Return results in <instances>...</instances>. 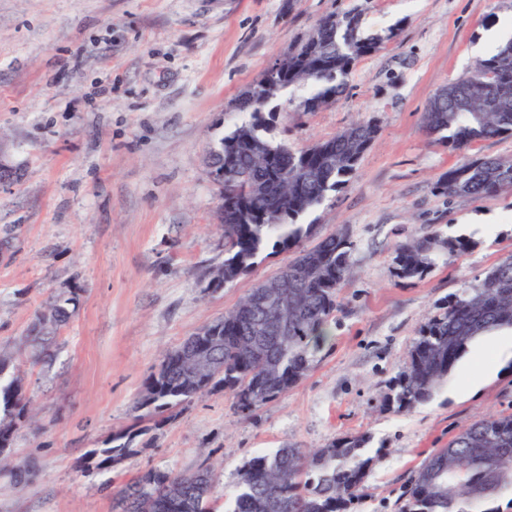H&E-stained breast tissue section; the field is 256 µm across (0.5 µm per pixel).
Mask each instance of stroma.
I'll return each mask as SVG.
<instances>
[{"instance_id": "35a3bbf8", "label": "stroma", "mask_w": 512, "mask_h": 512, "mask_svg": "<svg viewBox=\"0 0 512 512\" xmlns=\"http://www.w3.org/2000/svg\"><path fill=\"white\" fill-rule=\"evenodd\" d=\"M347 12L380 48L330 104L307 111L311 87L293 86L269 116L270 137L295 151L359 120L377 129L348 180L299 218L314 237L343 228L354 244L330 336L306 377L253 413L218 391L161 421L137 401L162 354L291 257L266 249L207 290L224 261L207 158L248 119L234 100L321 19ZM502 27L512 0H0V162L14 170L0 188V346L23 364L34 410L9 456L38 465L29 482L0 470V512H113L114 493L152 468L214 466L229 498L257 453L359 434L373 462L354 512H400L434 450L474 419L512 414V354L473 395L457 392L479 364L470 353L431 401L405 412L386 402L419 329L512 256V189H437L464 159H512V135L461 154L421 129L435 93L494 54L485 34ZM434 235L473 245L424 277H398L397 246ZM68 289L79 305L50 360L27 363L20 344L36 311ZM129 428L135 452L97 467L91 451Z\"/></svg>"}]
</instances>
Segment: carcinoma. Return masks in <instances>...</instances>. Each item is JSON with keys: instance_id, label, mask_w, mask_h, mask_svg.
Returning <instances> with one entry per match:
<instances>
[{"instance_id": "1", "label": "carcinoma", "mask_w": 512, "mask_h": 512, "mask_svg": "<svg viewBox=\"0 0 512 512\" xmlns=\"http://www.w3.org/2000/svg\"><path fill=\"white\" fill-rule=\"evenodd\" d=\"M322 37L302 39L281 61L276 88L263 102L251 91L233 108L250 115L221 142L224 158L233 159L238 177L222 185L224 205L219 219L224 230V283L247 270L268 244L293 250V257L275 276L259 283L220 317L218 339L209 356L215 379L203 385L189 375V362L178 365L186 342L165 351L147 377L138 400L158 412L217 389L232 394L235 410L253 412L298 385L314 353L328 338L337 309V294L350 271L353 242L342 230L308 248L300 245L307 231L296 219L320 204L327 192L346 181L375 138L376 126L358 121L335 136L305 150L293 151L266 138L265 113L282 90L301 84L315 88L305 102L316 109L336 98L346 86L354 62L378 50L380 39L362 37L359 21L344 15L323 19ZM499 70L512 78V40L441 89L423 115V131L450 149L464 153L481 139L512 134V93L499 94L486 85L485 75ZM512 188V160L477 158L448 170L439 183L451 197L482 198ZM471 246L466 238L438 235L409 240L396 248L397 273L402 278L427 275L447 253ZM288 278V306L294 319L285 347L267 351L277 384L264 380L262 356L248 346L249 326L263 315L257 297L275 280ZM78 303L76 291L57 295L37 313L29 330L34 342L30 359L50 357L49 345L65 327ZM502 328L512 329V257L486 271L484 277L450 297L443 312L421 328L408 350L402 371L389 383L388 405L406 411L430 401L448 379L470 345ZM12 352L0 350V443L10 448L18 429L31 418L21 370L11 366ZM134 432L117 436L121 443L97 452V466L132 454ZM369 437H345L325 448H280L258 454L242 467L230 512H348L358 499L371 458L363 457ZM20 481L35 473L27 461L0 457V468ZM218 484L215 469L148 470L121 488L118 512H214ZM512 494V414L484 415L458 432L448 447L436 449L421 464L404 493L401 512H498L490 506Z\"/></svg>"}]
</instances>
